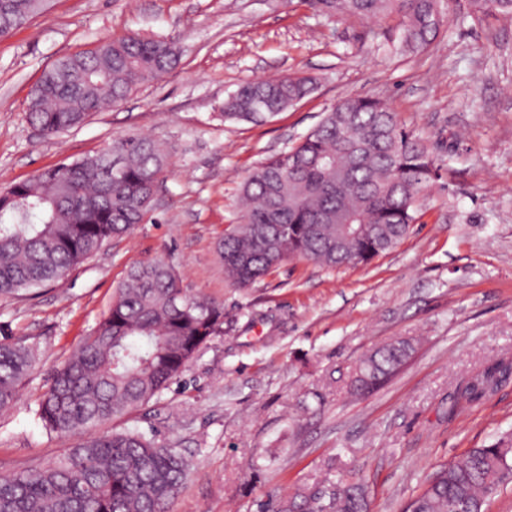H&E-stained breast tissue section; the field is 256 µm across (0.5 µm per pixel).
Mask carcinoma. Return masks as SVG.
I'll list each match as a JSON object with an SVG mask.
<instances>
[{
  "label": "carcinoma",
  "instance_id": "obj_1",
  "mask_svg": "<svg viewBox=\"0 0 512 512\" xmlns=\"http://www.w3.org/2000/svg\"><path fill=\"white\" fill-rule=\"evenodd\" d=\"M336 19L397 20L398 51L430 46L448 22V0H307ZM41 0H0V38L26 25ZM475 17H512V0H468ZM181 60L176 42L128 34L60 58L29 94L30 122L43 134L78 128ZM309 76L243 83L224 99L226 121L263 123L317 90ZM167 156L140 135L48 168L0 193V298L62 279L104 244L130 235L152 211ZM441 166L426 141L407 130L384 99L346 96L288 149L254 167L239 187L242 222L218 243L224 274L244 288L284 261L326 268L366 264L409 234ZM224 332V307L180 287L161 259L134 262L95 328L39 396L46 431L82 438L57 461L0 477V512H170L192 464L173 442L138 428L98 427L148 404ZM414 351L397 339L366 353L352 382L364 394L396 373ZM35 350L0 339V410L16 404ZM512 379L503 359L459 390L468 403ZM512 481V433L438 469L407 512H481ZM258 512H368L359 485L330 482L317 495L296 492Z\"/></svg>",
  "mask_w": 512,
  "mask_h": 512
}]
</instances>
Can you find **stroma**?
Returning a JSON list of instances; mask_svg holds the SVG:
<instances>
[{"mask_svg":"<svg viewBox=\"0 0 512 512\" xmlns=\"http://www.w3.org/2000/svg\"><path fill=\"white\" fill-rule=\"evenodd\" d=\"M365 28L305 0H46L0 38V190L126 134L170 156L150 222L65 279L0 299V335L38 350L18 402L0 412V474L68 448L43 428L36 400L127 266L149 259L224 307L223 334L178 383L101 426L155 431L192 461L170 512H256L269 496L353 476L372 512H404L439 465L512 432V380L455 405L477 374L512 360V18L478 19L467 0H449L447 25L411 55L361 46ZM129 32L177 40L180 65L79 128L47 136L29 122L28 92L46 69ZM288 74L317 78V90L262 124L223 119L239 85ZM349 95L386 100L440 159L419 223L370 263L294 258L233 286L216 243L240 221L239 184ZM396 339L412 342L411 358L372 393L351 395L364 353Z\"/></svg>","mask_w":512,"mask_h":512,"instance_id":"stroma-1","label":"stroma"}]
</instances>
